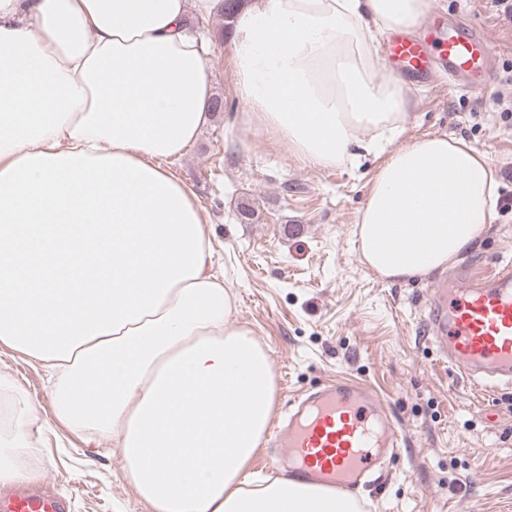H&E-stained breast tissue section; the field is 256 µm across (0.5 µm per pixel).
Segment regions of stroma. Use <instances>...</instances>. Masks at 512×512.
Returning <instances> with one entry per match:
<instances>
[{
	"instance_id": "obj_1",
	"label": "stroma",
	"mask_w": 512,
	"mask_h": 512,
	"mask_svg": "<svg viewBox=\"0 0 512 512\" xmlns=\"http://www.w3.org/2000/svg\"><path fill=\"white\" fill-rule=\"evenodd\" d=\"M431 16L465 18L496 52L490 87L405 85L412 117L396 145L427 134L465 138L485 151L498 198L512 199V16L496 0H430ZM210 39L212 113L197 142L166 167L190 184L209 215L207 273L234 298L232 319L268 354L276 376L274 418L291 397L331 379L375 390L404 443L382 482L356 493L366 512H512V386L488 393L461 380L435 350L424 322L441 272L410 282L379 277L354 243L358 213L380 163L308 166L264 128L243 129L248 106L235 88L224 14L191 16ZM512 260V209L494 210L458 264L488 275ZM0 377L33 409V481L53 482L71 512H151L111 441L88 445L56 417L42 362L0 344Z\"/></svg>"
}]
</instances>
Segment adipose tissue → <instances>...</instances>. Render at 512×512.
<instances>
[{"instance_id":"adipose-tissue-1","label":"adipose tissue","mask_w":512,"mask_h":512,"mask_svg":"<svg viewBox=\"0 0 512 512\" xmlns=\"http://www.w3.org/2000/svg\"><path fill=\"white\" fill-rule=\"evenodd\" d=\"M222 0H0V343L52 362L58 419L120 448L153 512H356L284 478L246 489L276 380L233 298L205 274L195 191L163 168L209 123L208 47L188 12ZM430 0H248L228 47L236 89L305 163L383 150L410 112L372 47ZM354 236L404 282L448 268L492 219L498 181L462 138L386 151ZM30 405L0 425V483L21 478ZM182 458L162 465L160 453Z\"/></svg>"}]
</instances>
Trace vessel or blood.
Listing matches in <instances>:
<instances>
[{"label": "vessel or blood", "mask_w": 512, "mask_h": 512, "mask_svg": "<svg viewBox=\"0 0 512 512\" xmlns=\"http://www.w3.org/2000/svg\"><path fill=\"white\" fill-rule=\"evenodd\" d=\"M387 61L416 82L445 67L464 88L490 80L495 54L483 32L454 20L433 46L410 36L391 38ZM428 308L427 325L452 370L484 389L512 385L511 263L482 278L465 272L442 280ZM270 444L284 476L339 498L375 486L400 451L377 393L343 381L295 397L274 425ZM0 512H70V504L45 488L17 487L0 492Z\"/></svg>", "instance_id": "b4317fda"}]
</instances>
